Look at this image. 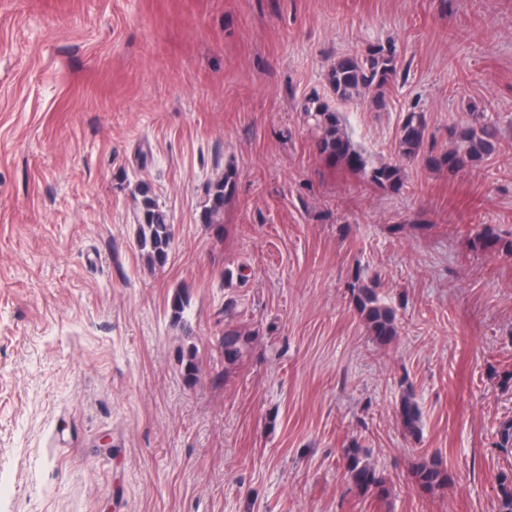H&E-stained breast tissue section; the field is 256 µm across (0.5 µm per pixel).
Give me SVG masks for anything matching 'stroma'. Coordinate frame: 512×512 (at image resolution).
<instances>
[{
    "mask_svg": "<svg viewBox=\"0 0 512 512\" xmlns=\"http://www.w3.org/2000/svg\"><path fill=\"white\" fill-rule=\"evenodd\" d=\"M390 41L383 106L341 108L376 166L426 115L380 187L316 152L299 104ZM473 107L499 151L429 166ZM142 182L173 227L155 270ZM486 228L512 242V0H0V512H497L512 254L473 245ZM358 284L396 311L388 345ZM228 324L250 339L232 364ZM349 448L386 494L348 480ZM434 456L450 481L425 491ZM426 119L423 112L414 110L406 113L399 130V149L402 161L414 160L424 142ZM235 170L232 166L224 167L220 173L208 184L209 206L204 210L203 221L205 224H222V212L224 202L232 195L235 188ZM352 304L378 344L386 345L397 335L395 311L381 302L374 288L359 286L357 292L353 288ZM400 418L406 431L412 435L419 432L421 411L410 397L402 399L399 408Z\"/></svg>",
    "mask_w": 512,
    "mask_h": 512,
    "instance_id": "obj_1",
    "label": "stroma"
}]
</instances>
